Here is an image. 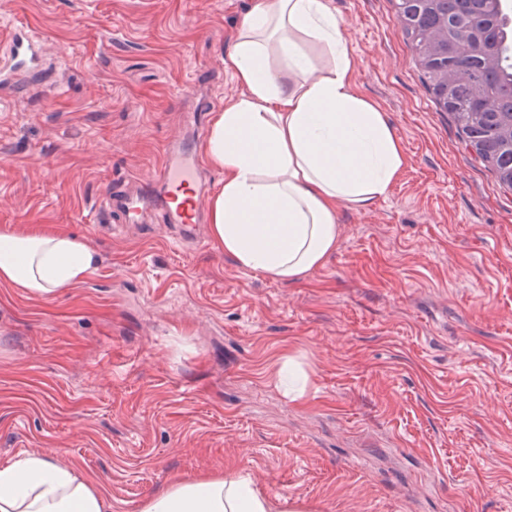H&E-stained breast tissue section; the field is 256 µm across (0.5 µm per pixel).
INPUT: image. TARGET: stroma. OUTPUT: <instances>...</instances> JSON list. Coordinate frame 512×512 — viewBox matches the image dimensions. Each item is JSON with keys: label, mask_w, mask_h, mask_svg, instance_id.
<instances>
[{"label": "stroma", "mask_w": 512, "mask_h": 512, "mask_svg": "<svg viewBox=\"0 0 512 512\" xmlns=\"http://www.w3.org/2000/svg\"><path fill=\"white\" fill-rule=\"evenodd\" d=\"M258 0H0V40L45 44L25 94L0 85V230L64 229L99 263L48 299L0 285V465L80 471L109 512L172 481L247 470L279 512H512V188L424 85L393 0H331L355 79L408 164L340 207L324 266L241 269L208 224L187 244L157 203L88 224L241 89L224 66ZM311 369L284 398L288 357ZM309 383V372L293 359L284 360L278 369L277 387L292 401L304 397Z\"/></svg>", "instance_id": "1"}]
</instances>
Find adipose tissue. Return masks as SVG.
I'll return each mask as SVG.
<instances>
[{
    "mask_svg": "<svg viewBox=\"0 0 512 512\" xmlns=\"http://www.w3.org/2000/svg\"><path fill=\"white\" fill-rule=\"evenodd\" d=\"M224 63L241 94L216 113L204 158L223 170L209 203L213 244L248 271L294 282L335 252L336 205L387 196L407 156L386 113L355 80L330 0H264ZM98 256L76 236L28 226L0 231V285L46 297L75 286ZM243 469L176 480L141 512H276ZM85 476L30 454L0 466V512H107Z\"/></svg>",
    "mask_w": 512,
    "mask_h": 512,
    "instance_id": "ef3b65f1",
    "label": "adipose tissue"
}]
</instances>
